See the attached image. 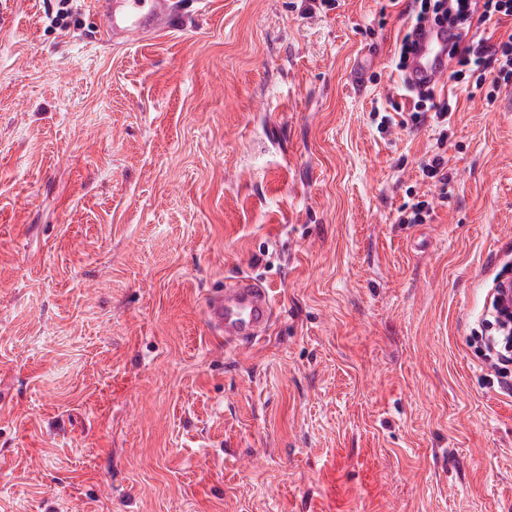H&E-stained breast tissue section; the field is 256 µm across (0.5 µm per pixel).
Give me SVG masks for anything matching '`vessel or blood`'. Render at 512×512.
I'll list each match as a JSON object with an SVG mask.
<instances>
[{"label": "vessel or blood", "mask_w": 512, "mask_h": 512, "mask_svg": "<svg viewBox=\"0 0 512 512\" xmlns=\"http://www.w3.org/2000/svg\"><path fill=\"white\" fill-rule=\"evenodd\" d=\"M92 8L99 40L118 48L164 35L183 21L179 0H92ZM453 37V30L445 25L425 24L406 69L410 86L432 87L447 79L448 43ZM276 310L271 290L243 275L227 280L223 289L205 299L209 333L242 352L265 337Z\"/></svg>", "instance_id": "vessel-or-blood-1"}]
</instances>
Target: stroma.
Segmentation results:
<instances>
[{
    "label": "stroma",
    "mask_w": 512,
    "mask_h": 512,
    "mask_svg": "<svg viewBox=\"0 0 512 512\" xmlns=\"http://www.w3.org/2000/svg\"><path fill=\"white\" fill-rule=\"evenodd\" d=\"M408 3L181 0L127 50L0 0V512H512L474 333L512 111L401 127ZM235 275L278 303L243 353L203 316ZM444 168L445 161L440 154L428 157L419 166L423 179H430L441 184L443 190L448 186V173L444 172Z\"/></svg>",
    "instance_id": "1"
}]
</instances>
